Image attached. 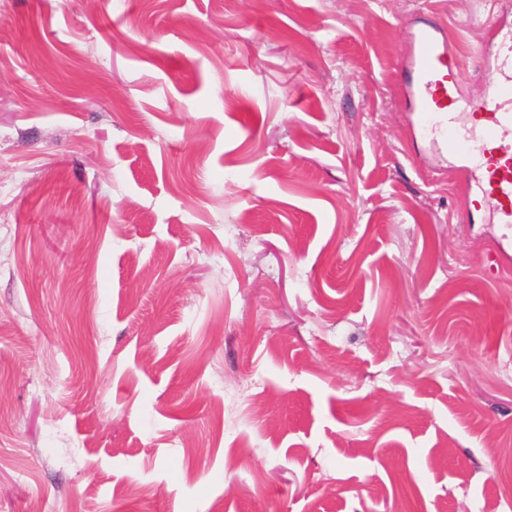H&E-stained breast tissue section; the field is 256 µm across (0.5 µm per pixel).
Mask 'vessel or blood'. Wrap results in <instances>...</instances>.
<instances>
[{
  "label": "vessel or blood",
  "mask_w": 512,
  "mask_h": 512,
  "mask_svg": "<svg viewBox=\"0 0 512 512\" xmlns=\"http://www.w3.org/2000/svg\"><path fill=\"white\" fill-rule=\"evenodd\" d=\"M477 57L489 71L478 104L463 95L465 68L443 32L425 20L409 26L401 77L410 129L452 162L474 208L511 226L512 21L491 23Z\"/></svg>",
  "instance_id": "b4317fda"
}]
</instances>
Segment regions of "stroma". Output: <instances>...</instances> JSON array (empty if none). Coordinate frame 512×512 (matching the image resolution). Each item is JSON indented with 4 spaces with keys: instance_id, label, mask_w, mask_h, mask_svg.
<instances>
[{
    "instance_id": "35a3bbf8",
    "label": "stroma",
    "mask_w": 512,
    "mask_h": 512,
    "mask_svg": "<svg viewBox=\"0 0 512 512\" xmlns=\"http://www.w3.org/2000/svg\"><path fill=\"white\" fill-rule=\"evenodd\" d=\"M512 0H0V512H512V261L412 141L408 24Z\"/></svg>"
}]
</instances>
